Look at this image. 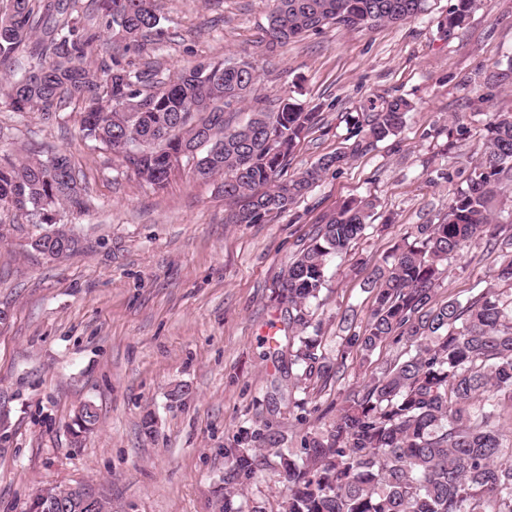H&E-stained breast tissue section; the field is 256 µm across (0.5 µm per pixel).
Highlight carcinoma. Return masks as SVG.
I'll return each instance as SVG.
<instances>
[{"label":"carcinoma","instance_id":"carcinoma-1","mask_svg":"<svg viewBox=\"0 0 512 512\" xmlns=\"http://www.w3.org/2000/svg\"><path fill=\"white\" fill-rule=\"evenodd\" d=\"M272 50L326 26L365 31L393 26L425 11L426 0H271ZM477 0H454L447 28L462 26ZM98 23H85L76 0H7L0 9V68L13 72L6 102L15 112L51 116L61 104H85L81 139L116 150L118 139L137 143L122 155L125 167L156 188L170 178L171 154L190 151L198 179L224 178V199L238 206L232 224H263L287 212L324 173L372 151L401 132L413 108L399 96L346 116L352 125L344 149L322 155L298 175L283 177L296 148L320 121V106L290 97L273 109H249L232 125L257 81V64L229 56L200 61L166 82L133 69L124 54L164 35L156 0H94ZM112 54L90 60L104 33ZM483 150L465 183L453 189L438 222L416 224L392 261L371 273L372 308L366 323L342 331L336 366L326 362L319 335L307 334L332 260L348 252L370 227L376 199L347 198L322 217L275 288L295 331L286 340L288 367L302 391L382 345L400 356L352 391L336 419L301 440L300 453L279 448V512H512V298L494 288L512 286V225L497 223L504 181L512 180V115L486 124ZM70 158L22 155L0 161V206L23 204L40 217L29 246L70 255L77 240L49 224L61 205H86ZM498 252L493 284L461 300H436L450 261L480 244ZM96 408L75 412L72 434L93 430ZM280 443L262 428L245 429L224 449V508L256 478L266 461L256 447ZM62 487L42 491L34 512L58 500Z\"/></svg>","mask_w":512,"mask_h":512}]
</instances>
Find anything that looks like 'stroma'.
I'll return each instance as SVG.
<instances>
[{
	"label": "stroma",
	"mask_w": 512,
	"mask_h": 512,
	"mask_svg": "<svg viewBox=\"0 0 512 512\" xmlns=\"http://www.w3.org/2000/svg\"><path fill=\"white\" fill-rule=\"evenodd\" d=\"M454 0H428L419 18L399 26L322 33L264 50L270 0H157L165 35L136 52L134 66H153L165 81L197 62L254 57L253 96L322 104L319 126L297 147L289 173L345 146L347 113L392 96L415 108L402 131L341 170L328 171L292 212L264 224H230L220 180L184 174L158 190L127 172L120 159L78 136L79 108L53 118L12 111L0 96V159L25 153L70 155L83 175L87 208L57 210V224L76 236V251L50 262L28 244L31 217L0 207L15 230L0 241V410L10 436L0 451V512H32L36 494L80 485L108 499L112 512H214L221 500L224 449L245 428L269 426L296 449L304 433L336 418V403L393 361L386 346L343 379L316 384L309 413L288 404L294 378L275 355L288 313L274 290L291 258L322 216L350 196H374L394 224L368 229L345 264L361 275H330L314 318L321 350L335 362L340 319L368 318L366 272L389 261L413 225L436 221L452 190L427 169L469 172L492 112H512V79L479 101L489 65L512 56V0H478L453 32L444 23ZM464 120L468 139L449 142ZM496 264L485 248L453 260L438 299L468 296L489 285ZM184 389L175 397L176 389ZM92 403L96 429L74 440L75 409ZM152 415L154 431L142 420ZM282 485L267 467L233 499L235 507L277 512Z\"/></svg>",
	"instance_id": "1"
}]
</instances>
